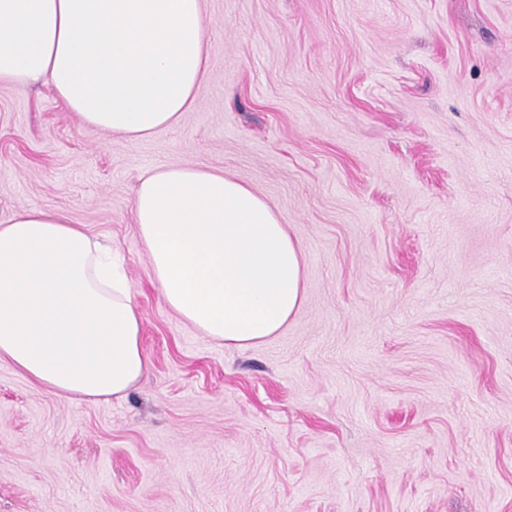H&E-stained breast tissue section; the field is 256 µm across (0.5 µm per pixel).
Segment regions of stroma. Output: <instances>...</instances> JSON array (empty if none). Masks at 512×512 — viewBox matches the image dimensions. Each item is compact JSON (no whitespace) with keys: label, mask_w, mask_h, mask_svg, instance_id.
I'll return each mask as SVG.
<instances>
[{"label":"stroma","mask_w":512,"mask_h":512,"mask_svg":"<svg viewBox=\"0 0 512 512\" xmlns=\"http://www.w3.org/2000/svg\"><path fill=\"white\" fill-rule=\"evenodd\" d=\"M208 78L130 141L0 87V220L117 251L147 375L58 397L0 364V512H512V0H204ZM252 187L302 247L252 346L163 303L148 169Z\"/></svg>","instance_id":"stroma-1"}]
</instances>
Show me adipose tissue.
Segmentation results:
<instances>
[{
  "label": "adipose tissue",
  "instance_id": "1",
  "mask_svg": "<svg viewBox=\"0 0 512 512\" xmlns=\"http://www.w3.org/2000/svg\"><path fill=\"white\" fill-rule=\"evenodd\" d=\"M204 0H0V87L42 80L82 124L132 140L177 126L208 70ZM134 221L166 306L247 346L301 299L302 250L224 173L144 172ZM141 318L111 248L59 211L0 221V363L62 398L125 395L145 376Z\"/></svg>",
  "mask_w": 512,
  "mask_h": 512
}]
</instances>
